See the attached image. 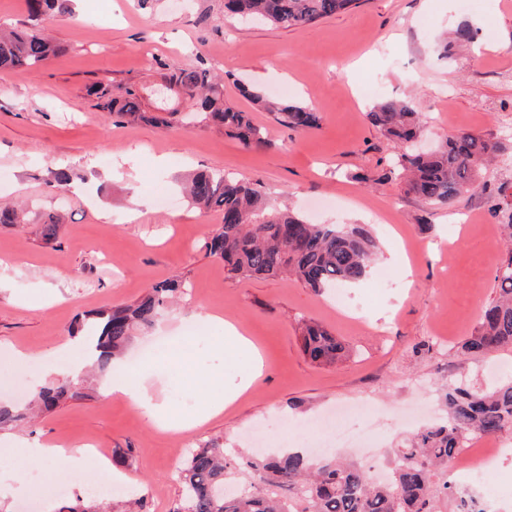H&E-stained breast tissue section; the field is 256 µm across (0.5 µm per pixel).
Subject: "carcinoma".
Segmentation results:
<instances>
[{
  "instance_id": "1",
  "label": "carcinoma",
  "mask_w": 512,
  "mask_h": 512,
  "mask_svg": "<svg viewBox=\"0 0 512 512\" xmlns=\"http://www.w3.org/2000/svg\"><path fill=\"white\" fill-rule=\"evenodd\" d=\"M72 0H29L31 17L71 12ZM356 0H224V12L254 17L284 29L302 28L344 12ZM475 30L462 24L440 43H470ZM62 50L42 29L32 26L8 34L0 31V69H28ZM163 79L190 106L184 117L172 110H147L136 89L108 99L109 114L122 123H153L171 127L199 120L221 126L224 134L246 148L273 143L254 125L250 113L224 101V89L205 60L192 68L165 65ZM256 103L268 105L286 128L314 129L320 116L311 109L285 102L266 103L248 89ZM398 148L391 174L404 178L408 192L434 207H448L479 183L481 170L498 146L469 132L448 135L435 149L421 153L419 113L406 102L382 100L367 113ZM190 202L220 212L222 224L205 241L206 253L224 264L234 278L291 275L304 286L322 291L362 281L375 260L376 241L360 224H311L290 209L269 205L252 184L214 170L196 172L187 186ZM507 246L498 267L496 298L486 307L474 334L460 346L462 354L484 355L512 350V206L502 225ZM186 284L162 281L129 305L94 309L83 315L72 333L93 332L94 363L104 371L137 331L150 329L167 305L185 293ZM303 349L314 362L332 364L345 346L322 325L308 321L301 328ZM86 379L77 373L39 388L33 405L53 411L84 396ZM448 416L442 424L416 433L394 451L388 479L375 481L362 467L327 456L313 459L302 452L242 461L214 438L192 449L182 469L181 493L169 512H437L440 499L453 495L448 460L465 446L471 434L512 431V379L486 390L450 385L444 394ZM60 512H107L96 499L76 497Z\"/></svg>"
}]
</instances>
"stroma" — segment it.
Segmentation results:
<instances>
[{
	"label": "stroma",
	"instance_id": "obj_1",
	"mask_svg": "<svg viewBox=\"0 0 512 512\" xmlns=\"http://www.w3.org/2000/svg\"><path fill=\"white\" fill-rule=\"evenodd\" d=\"M470 23L474 43L443 57L435 41ZM41 27L62 51L29 70L0 69V204L23 219L0 225V404L24 407L52 382L45 361L69 340L80 315L136 301L148 287L178 279L195 286L172 304L153 331L134 336L118 367L150 364L163 379L161 397L180 413L177 395L200 409L199 376L224 363L209 343L220 328L198 320L200 307L239 324L261 348L265 369L224 414L188 433H161L124 399L98 390L32 424L0 429V448L17 438L107 450L137 483L149 512H169L179 498L183 457L222 438L231 454L314 445L381 476L395 448L420 426L444 419V387H486L512 366V351L485 358L458 354L495 298L502 240H489L490 192L512 196V0H359L356 7L297 29L251 25L224 13V0H74L70 15ZM205 59L224 82V98L249 112L272 147L247 149L205 123L154 127L112 122L96 86L108 94L159 83L161 65ZM312 108L319 128L288 129L244 94ZM407 99L419 112L424 139L450 128L497 142L483 172L487 190L440 209L407 193L388 171L396 151L368 121L374 100ZM68 168L58 191L50 172ZM220 169L253 183L273 206L290 205L314 224H365L380 257L361 283L315 292L291 278L229 277L205 239L221 222L193 205L181 185L194 171ZM138 200L135 220L123 218ZM62 224L41 237L49 215ZM319 323L348 355L333 366L311 362L301 323ZM192 325L203 344L171 374L157 337L177 342ZM30 360L20 363L17 353ZM371 405L370 416L358 409ZM24 492L0 490V512H58L73 492H58L68 474L45 477L41 462L22 474Z\"/></svg>",
	"mask_w": 512,
	"mask_h": 512
}]
</instances>
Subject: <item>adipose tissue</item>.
Returning a JSON list of instances; mask_svg holds the SVG:
<instances>
[{
  "instance_id": "1",
  "label": "adipose tissue",
  "mask_w": 512,
  "mask_h": 512,
  "mask_svg": "<svg viewBox=\"0 0 512 512\" xmlns=\"http://www.w3.org/2000/svg\"><path fill=\"white\" fill-rule=\"evenodd\" d=\"M213 346L230 356L242 357L245 361L244 373L238 383L224 389H217V378L213 375L202 376L199 380L201 392L207 393L198 418L184 419L171 416L152 389L150 373L141 372L128 376L122 370H114L101 383L103 397H120L140 411L153 428L161 432L184 433L198 427L212 418L221 415L226 407L233 405L261 374L263 362L261 354L250 338L243 335L234 324L224 326L223 335L214 337ZM7 454L11 459L8 479H17L18 475L33 461L41 460L49 473L57 472L60 463L76 467L85 463L88 456L79 448H50L24 438L16 439Z\"/></svg>"
}]
</instances>
